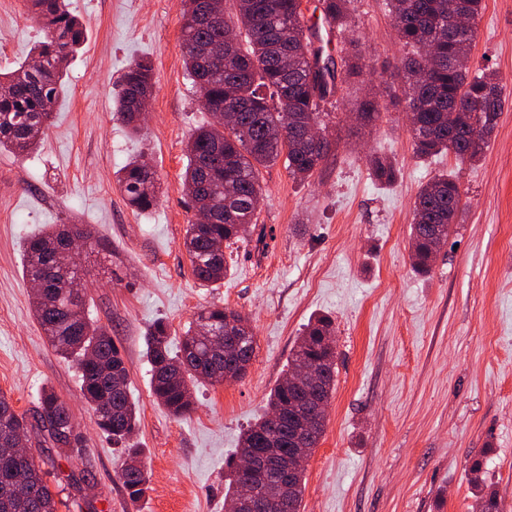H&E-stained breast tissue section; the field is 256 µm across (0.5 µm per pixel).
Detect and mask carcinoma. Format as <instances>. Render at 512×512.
I'll list each match as a JSON object with an SVG mask.
<instances>
[{"label":"carcinoma","mask_w":512,"mask_h":512,"mask_svg":"<svg viewBox=\"0 0 512 512\" xmlns=\"http://www.w3.org/2000/svg\"><path fill=\"white\" fill-rule=\"evenodd\" d=\"M31 12L47 28L50 37L34 45L30 53L43 59L36 68L22 63L0 76V150L27 154L41 146L52 124L53 109L71 58L85 42L82 23L68 11L65 0H30ZM208 0H183L184 64L201 94L206 111L232 110L244 102L248 109L236 113L233 123L197 129L186 145L188 165L183 184L195 212H213L211 224L186 226L183 245L193 276L202 283L217 284L229 268L224 244L245 241L263 200L259 168L285 157L288 171L300 180L311 177L333 151L329 139L314 144L304 140L302 130L319 118L322 100L311 82L312 63L335 65L329 51L309 45L315 34L303 22L302 0H232V17L212 27L193 23V15ZM350 0H319L322 23L332 32L348 29ZM399 41L413 48L400 68L401 99L416 112L411 128L413 151L418 157L448 152L460 161H478L488 147L472 143L467 128L473 122L492 133L504 111L507 94L502 79L491 70H470L454 61L470 55L483 0H388ZM461 11L472 19L466 32L448 29V15ZM433 43L434 61L421 54ZM152 65L147 60L131 64L124 75L123 93L115 105L117 116L134 133L139 131V99L151 93ZM375 178L385 184L396 181L398 170L391 160L372 159ZM118 183L127 203L138 211L157 201V175L152 167L133 157L121 168ZM464 210L457 179L440 174L423 185L416 196L410 245L414 267L427 273L447 243ZM81 233L87 243L101 246L87 230L76 224H46L25 241L26 278L43 283L34 293V315L51 347L75 366L82 398L93 411L100 430L112 440L128 444L118 477L133 500L148 490L149 475L139 449L130 443L140 422L139 409L130 397L124 357L102 325L86 311V287L80 268L53 267L51 254ZM245 315L220 305L201 308L192 317L177 349H172L170 330L163 320L152 322L144 336L151 365V388L156 399L173 416L189 414L193 403L191 384L199 379L224 383V369L244 377L255 354L254 334L229 355L210 352L201 329L224 328V322ZM334 321L316 317L304 327L288 358V371L302 364L321 367L320 400L330 402L336 389ZM304 391L288 382L275 387L267 399V411L242 434L231 458L225 462V497L234 498L241 488L254 484L255 494L268 504V512H281L280 505L292 496L288 512H300L305 489V470L293 474L288 491L276 472L261 482L240 470V456L270 445L278 455L292 447L288 435L290 415L298 413L313 421V431L304 444L312 456L323 436L327 415L317 414L301 403ZM39 418L49 438L57 445H70L62 437L75 430L67 405L49 388L38 395ZM28 423L9 399L0 395V512H59L66 505L65 487L50 486L48 471L35 455H12L13 442ZM484 462L475 458L469 466L475 489V512H502L498 493L485 486ZM27 492H16L19 484Z\"/></svg>","instance_id":"cac0c4a2"}]
</instances>
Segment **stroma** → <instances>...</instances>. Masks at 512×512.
I'll return each mask as SVG.
<instances>
[{"label":"stroma","mask_w":512,"mask_h":512,"mask_svg":"<svg viewBox=\"0 0 512 512\" xmlns=\"http://www.w3.org/2000/svg\"><path fill=\"white\" fill-rule=\"evenodd\" d=\"M86 29L41 147L0 151V394L28 422L27 444L50 476L75 475L70 512H224V460L264 411L309 319L336 324V390L324 435L306 464L301 512H473L468 472L512 512V103L482 159L416 157L395 99L407 54L386 0H351V28L330 52L359 41L360 76L325 104L328 162L308 180L283 162L262 168L264 200L247 242L224 250L229 275L194 278L183 236L194 212L182 174L190 135L210 115L184 66L180 0H67ZM45 33L26 0H0V73L14 70ZM153 65L138 133L115 115L130 64ZM471 64L496 71L512 94V0H485ZM375 99L372 125L352 121L355 99ZM140 155L158 178L154 208H131L118 172ZM391 159L395 183L369 159ZM454 174L463 218L431 273L411 266L409 231L422 185ZM45 224H84L103 248L80 260L89 316L106 327L140 409L135 442L150 477L131 500L116 473L121 445L100 431L74 367L49 345L31 306L24 242ZM220 304L251 320L255 357L237 382L197 383L194 409L176 418L155 399L146 327L164 319L180 340L192 315ZM52 388L72 411L81 447L54 444L37 396Z\"/></svg>","instance_id":"35a3bbf8"}]
</instances>
